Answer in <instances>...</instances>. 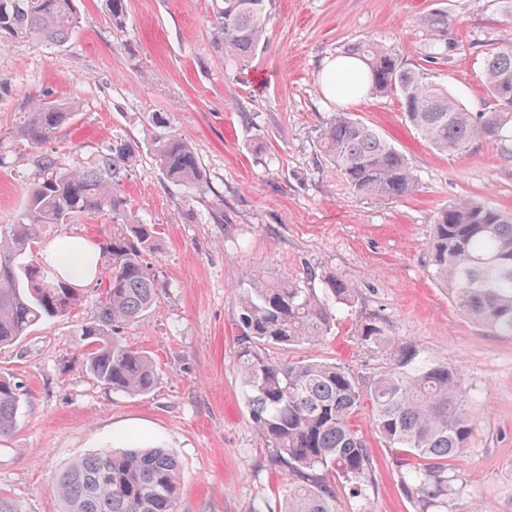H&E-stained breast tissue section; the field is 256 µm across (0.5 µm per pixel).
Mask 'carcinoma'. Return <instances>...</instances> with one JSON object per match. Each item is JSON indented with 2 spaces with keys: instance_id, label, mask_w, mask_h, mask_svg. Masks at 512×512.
Here are the masks:
<instances>
[{
  "instance_id": "carcinoma-1",
  "label": "carcinoma",
  "mask_w": 512,
  "mask_h": 512,
  "mask_svg": "<svg viewBox=\"0 0 512 512\" xmlns=\"http://www.w3.org/2000/svg\"><path fill=\"white\" fill-rule=\"evenodd\" d=\"M112 25L127 23L126 0H106ZM268 0H213L217 37L224 56L247 62L265 37ZM79 24L75 0H0V33L65 42ZM365 71L353 86L376 95H398L404 115L436 150L461 154L477 139L512 138V46L486 53L483 81L491 107L471 112L448 89L428 83L394 49L372 40L343 48ZM75 106L40 102L24 129L37 147L72 119ZM152 154L162 175L189 193L203 190V174L192 145L162 114L152 116ZM321 155L358 194L400 197L415 192L417 177L405 156L378 131L348 112H336L322 126ZM134 147L112 144L89 169L67 170L55 158L37 156L42 181L31 189L11 224L0 225V346H9L34 325L64 317L81 302V289L19 258L46 228L101 213L129 229L101 242L98 274L106 291L93 320L81 325L86 366L101 384L130 394L154 389L157 371L146 352L124 342L120 331L156 311L158 276L144 259L154 243L150 224H132L121 187L135 162ZM429 275L448 291L467 319L512 336V212L462 197L437 215ZM320 287H315V284ZM359 288L313 268L300 278L270 282L248 275L234 293L238 366L250 420L266 441L272 460L294 476L284 512H335L332 472L350 486L369 512L366 487L373 456L354 431L352 415L369 401L379 437L402 450L400 485L418 512H446L452 479L449 462L467 452L476 436L473 404L457 368L446 362L414 364L416 351L392 336L380 315L365 318L361 344L386 348L393 367L363 387L346 368L316 360L287 362L270 350L315 344L327 336L337 316L358 299ZM21 387L0 376V436L15 424ZM62 512H178L181 476L174 455L164 448L100 451L80 457L61 471L53 486Z\"/></svg>"
}]
</instances>
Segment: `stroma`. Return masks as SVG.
<instances>
[{
    "label": "stroma",
    "mask_w": 512,
    "mask_h": 512,
    "mask_svg": "<svg viewBox=\"0 0 512 512\" xmlns=\"http://www.w3.org/2000/svg\"><path fill=\"white\" fill-rule=\"evenodd\" d=\"M212 2L127 0L119 31L106 0H78L81 23L65 44L9 38L0 46V224L12 223L42 177L23 135L35 103H77L71 123L40 150L60 166L86 169L113 142L138 145L122 194L130 215L155 227L145 260L162 284L158 310L125 333L157 366L149 394L109 389L85 368L78 333L96 313L101 280L83 285L74 313L0 348V375L22 387L16 426L0 436V501L10 512H61L51 486L72 459L137 445L177 458L178 512H283L291 476L271 464L249 419L232 290L249 274L295 278L314 266L355 283L359 297L322 341L274 357L336 363L370 385L393 360L362 345L358 326L384 316L419 360L457 368L478 409L476 440L452 463L448 512H512V336L462 316L428 274L441 209L470 196L512 210V141L441 153L406 122L399 97L335 100L319 82L325 59L369 39L482 111L486 53L512 46V17L501 0H270L265 42L240 65L214 39ZM438 15L444 27L434 26ZM335 112L387 138L418 190L393 198L354 192L318 150ZM155 113L193 145L204 196L164 179L150 151ZM122 230L92 213L45 239L97 242ZM352 425L373 454L370 512H415L370 403Z\"/></svg>",
    "instance_id": "35a3bbf8"
}]
</instances>
